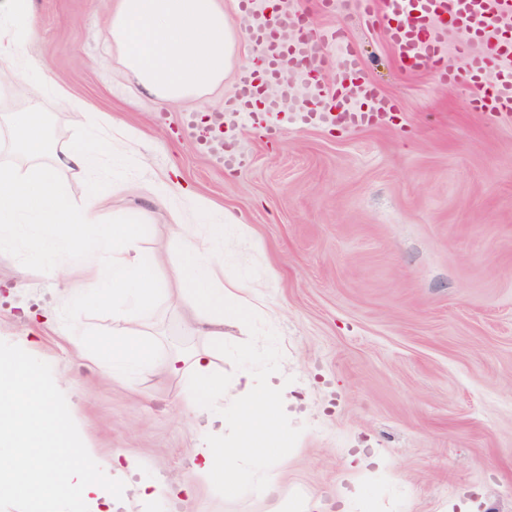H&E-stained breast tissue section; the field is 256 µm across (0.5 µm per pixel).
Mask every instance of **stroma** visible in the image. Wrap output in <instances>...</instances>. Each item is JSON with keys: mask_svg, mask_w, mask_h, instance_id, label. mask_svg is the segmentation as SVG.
<instances>
[{"mask_svg": "<svg viewBox=\"0 0 512 512\" xmlns=\"http://www.w3.org/2000/svg\"><path fill=\"white\" fill-rule=\"evenodd\" d=\"M322 34L342 28L367 77L397 109L372 127L299 125L274 116L277 140L247 123L232 136L250 166L225 170L182 133L186 117L223 110L234 66L202 108L165 104L124 67L104 36L111 0H35L38 37L1 67L18 72L0 91V162L12 160L8 117L39 102L54 120V151L75 127L116 125L141 143L137 165L105 189L96 220L129 216L148 233L143 253L165 293L128 324L161 354L128 384L91 361L80 331L111 330V316L36 327L19 307L59 312L54 281L0 253V352L36 362L71 434L98 460L135 449L126 512H183L179 502L137 499L146 481L178 479L196 438L222 433V414L184 422L190 372L172 353L204 347L194 303L177 295L169 249L203 235L218 213L241 215L219 283L238 280L258 310L246 329L224 328L215 371L225 384L245 370L277 373L288 389L278 427L288 473L273 501L201 484L195 512H273L277 501L316 496L315 512H512V119L467 106L461 84L402 71L381 26L357 7L307 12ZM42 60L39 70L29 58ZM176 177L211 212L168 196ZM366 458L359 484L341 477Z\"/></svg>", "mask_w": 512, "mask_h": 512, "instance_id": "1", "label": "stroma"}]
</instances>
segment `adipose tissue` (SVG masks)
<instances>
[{
  "instance_id": "ef3b65f1",
  "label": "adipose tissue",
  "mask_w": 512,
  "mask_h": 512,
  "mask_svg": "<svg viewBox=\"0 0 512 512\" xmlns=\"http://www.w3.org/2000/svg\"><path fill=\"white\" fill-rule=\"evenodd\" d=\"M237 0H113L106 37L122 51L124 66L158 99L178 104L201 99L224 82L239 32L230 23ZM33 0H0V61L22 52L33 39ZM223 225H213L209 237L191 251L169 257L181 285L202 310L201 324L211 338L191 362L172 358L171 371L189 367L193 389L182 400L183 418L211 409L223 396V380L213 371L224 349V326H248L255 309L236 282L215 284L222 267L212 242L223 237ZM234 438L200 437L194 454L198 464L177 484L154 480L140 484L137 496L152 502L176 499L189 504L200 482L231 488L248 484L266 497L279 487L269 479L271 468H286L287 456L273 453L279 435L277 421L286 405L287 389L271 377L244 372L232 385ZM138 456L126 450L111 464L117 475L111 492H104L98 471L87 455H76L67 419L53 406L41 384L36 365L23 356L0 357V482L30 497L35 512H61L64 504H98L102 512H117L126 498L122 480L135 469Z\"/></svg>"
}]
</instances>
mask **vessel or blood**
<instances>
[{
    "label": "vessel or blood",
    "mask_w": 512,
    "mask_h": 512,
    "mask_svg": "<svg viewBox=\"0 0 512 512\" xmlns=\"http://www.w3.org/2000/svg\"><path fill=\"white\" fill-rule=\"evenodd\" d=\"M365 17L400 14L399 24L389 27L386 36L393 45L402 68H430L441 81L464 84L468 101L475 110L494 116H512V35L499 28L512 19V0H359ZM247 14L254 16L250 38L265 45L264 67L242 74L234 98L225 105L234 115L253 114L255 108L286 114L295 122L310 124L322 120L343 127L374 125L384 113L394 111L393 100L379 94L366 77L357 54L339 46L335 60H328V38L298 26L294 15L284 13L265 20L257 18V0H242ZM465 30L469 38L459 43L458 53L465 66L448 69L445 64L444 34L448 26ZM335 63L337 79L328 84L321 75L328 63ZM496 68L497 80L487 84L488 68ZM306 71L314 79L316 96L334 100L332 109L320 111L300 104L295 97L267 96L265 88L287 87L288 70ZM199 144L219 155L226 168L246 166L243 152L228 148L224 139L199 136Z\"/></svg>",
    "instance_id": "vessel-or-blood-1"
}]
</instances>
